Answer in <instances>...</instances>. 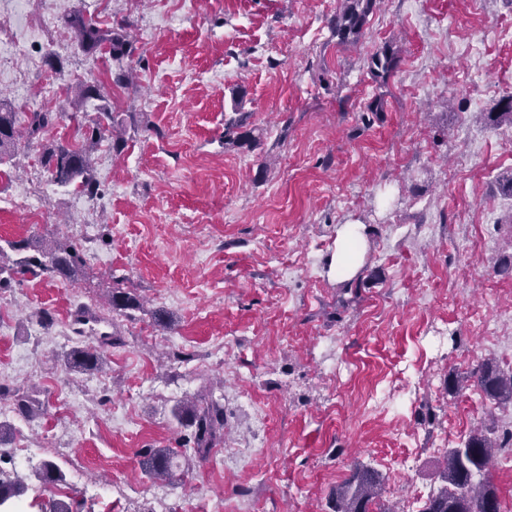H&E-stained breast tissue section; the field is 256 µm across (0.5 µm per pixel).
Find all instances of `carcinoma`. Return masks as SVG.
Instances as JSON below:
<instances>
[{
	"label": "carcinoma",
	"mask_w": 512,
	"mask_h": 512,
	"mask_svg": "<svg viewBox=\"0 0 512 512\" xmlns=\"http://www.w3.org/2000/svg\"><path fill=\"white\" fill-rule=\"evenodd\" d=\"M376 0H352V5L332 23V32L338 43L358 40L367 16L373 11ZM65 27L75 35L79 49L94 55L106 50L112 60L120 62L133 54L132 38L128 24L120 21L103 27L101 22L82 13H73L63 18ZM398 67V56L388 46L376 51L370 58L369 71L372 77L383 83ZM248 113L224 123V144L242 148L252 146V131L247 129ZM51 112H32L28 118V133L34 137L53 124ZM117 120L108 105L99 106L92 135L67 143H56L46 147L41 156V165L58 186H74L91 197L98 194L90 155L94 145L112 133V149L120 150L123 139L115 135ZM16 113L0 109V162L8 156L16 141ZM38 257H23L10 265L0 262V288L10 287L15 281L28 277H77L83 263V251L77 244L55 239L39 244ZM109 302L115 311L135 310L140 306L139 298L121 282L111 288ZM102 362L101 354L84 347L73 348L68 356L70 368L85 373L96 370ZM476 385L485 397L497 403H512V372L504 373L489 361L477 365L471 372ZM180 424L191 428L188 441L190 451L203 461L207 459L224 436V410L215 401L203 408L196 405L180 406L174 412ZM512 447V428L503 431L498 441L490 439L483 430L475 429L467 434L460 446L450 448L442 461L440 477L443 485L431 493L420 512H500L496 490L487 473L494 449ZM141 455L146 458L147 472L155 479L171 476L174 452L166 448H145ZM44 483L63 480L60 468L45 462L37 473ZM22 492V484L0 479V505L10 503ZM382 494V479L377 470L369 466H356L349 476L331 493L332 512H369V506L377 503Z\"/></svg>",
	"instance_id": "obj_1"
}]
</instances>
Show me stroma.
Segmentation results:
<instances>
[{"label":"stroma","mask_w":512,"mask_h":512,"mask_svg":"<svg viewBox=\"0 0 512 512\" xmlns=\"http://www.w3.org/2000/svg\"><path fill=\"white\" fill-rule=\"evenodd\" d=\"M94 2L55 0L29 80L81 70L101 85L126 143L93 153L98 196L49 185L40 163L93 126L98 101L67 87L0 178L6 260L10 242L49 236L85 250L74 291L44 277L4 292L0 402L21 391L39 407L0 413L18 512L59 498L73 512H331L356 463L380 473L382 505L420 512L448 449L512 427V406L469 378L485 360L512 369V122L487 118L512 94V0H382L346 44L330 27L343 0H110L134 40L121 66L60 22ZM386 45L399 65L383 85L368 59ZM123 67L132 84L114 83ZM238 112L253 146L224 144ZM22 187L46 222L10 206ZM347 223L365 244L350 292L329 272ZM116 278L140 309L109 308ZM79 315L118 342L87 337L105 365L74 376ZM452 373L467 380L457 395ZM59 382L77 398L61 419ZM210 396L223 466L180 457L172 479H150L140 451L182 447L176 407ZM46 461L60 485L39 480Z\"/></svg>","instance_id":"1"}]
</instances>
